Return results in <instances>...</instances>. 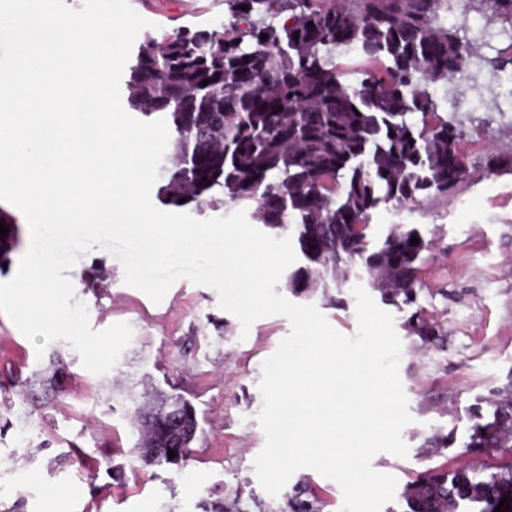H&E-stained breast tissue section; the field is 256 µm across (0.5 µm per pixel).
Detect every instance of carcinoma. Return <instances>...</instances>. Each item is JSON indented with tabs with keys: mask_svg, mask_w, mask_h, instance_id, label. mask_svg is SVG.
<instances>
[{
	"mask_svg": "<svg viewBox=\"0 0 512 512\" xmlns=\"http://www.w3.org/2000/svg\"><path fill=\"white\" fill-rule=\"evenodd\" d=\"M228 18L209 30L147 36L124 82L131 110L164 119L174 142L157 197L201 213L230 202L256 223L290 231L306 264L288 275L297 293L343 288L365 271L382 299L416 302L421 254L417 229L390 232L369 248L372 211L448 196L467 176L438 166L458 155L462 129L436 113L430 88L473 81L471 58L489 43L449 23L476 12L512 35V0H224ZM247 9L242 10L240 6ZM299 39H294V34ZM266 38H261V35ZM355 51L362 78L344 80L336 50ZM209 80L206 86L201 82ZM419 243L411 244L412 238ZM409 332L441 344L444 332L421 317ZM472 414L467 448H512V389ZM134 461L181 466L201 431L185 396L157 386L138 401ZM175 456L169 457L168 451ZM497 485L512 491V466L485 478L470 469H430L403 492L407 512H457ZM274 509L243 484L199 503L201 512H320L311 487L296 484Z\"/></svg>",
	"mask_w": 512,
	"mask_h": 512,
	"instance_id": "cac0c4a2",
	"label": "carcinoma"
}]
</instances>
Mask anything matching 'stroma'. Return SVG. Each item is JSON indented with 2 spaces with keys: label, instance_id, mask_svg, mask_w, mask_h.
Segmentation results:
<instances>
[{
  "label": "stroma",
  "instance_id": "35a3bbf8",
  "mask_svg": "<svg viewBox=\"0 0 512 512\" xmlns=\"http://www.w3.org/2000/svg\"><path fill=\"white\" fill-rule=\"evenodd\" d=\"M227 15L224 0H152L142 13L169 32L207 29ZM456 91L448 83L434 88L439 115L463 125L460 148L469 176L445 197L401 208L380 204L369 231L375 247L398 225L417 229L428 243L416 304L386 307L402 344L400 377L413 421L402 431L407 456L381 452L372 466L394 476L401 489L437 466L486 476L512 462L508 449L475 454L466 446L472 409L512 385V172L481 165L487 150H512V112L493 109L495 101L512 97V81L500 79L492 95L470 97L464 112L450 103ZM66 275L88 307L92 329L125 322L131 340L115 367L99 376L82 366L67 341L36 353L0 313V418L12 423L0 434V512H47L54 494L64 495L67 512H197L202 496L254 479L253 460L265 445L258 419L261 365L289 333L288 319L264 317L242 332L212 288L186 279L154 303L126 285L120 262L98 249L81 255ZM97 275L108 284L101 295L86 285ZM276 291L293 303L315 305L340 334L356 335L351 290L336 304L318 291L294 293L283 280ZM417 312L445 331V350L408 332L405 323ZM57 355L64 362L61 391L30 411L21 383ZM147 372L193 401L202 433L182 468H150L120 484L112 467L129 459L133 405L117 395L142 392ZM448 433L454 436L448 447H431L433 437Z\"/></svg>",
  "mask_w": 512,
  "mask_h": 512
}]
</instances>
